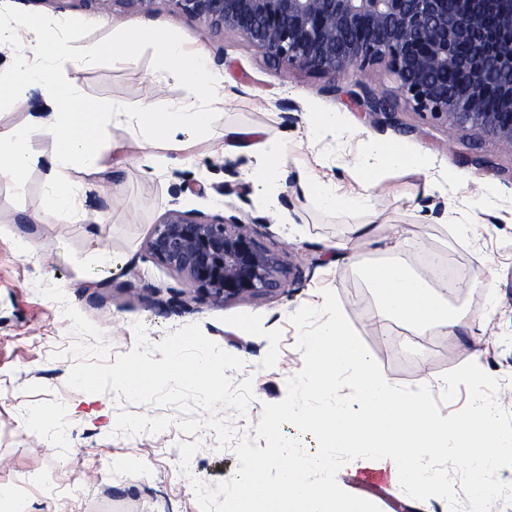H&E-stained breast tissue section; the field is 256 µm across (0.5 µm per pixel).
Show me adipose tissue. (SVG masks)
<instances>
[{"mask_svg": "<svg viewBox=\"0 0 512 512\" xmlns=\"http://www.w3.org/2000/svg\"><path fill=\"white\" fill-rule=\"evenodd\" d=\"M144 43L155 45L156 67L160 72L198 88L214 102H223L224 91L208 66L205 51L186 49L181 42L156 29L130 24L109 41L82 47L58 29L36 20L20 22L8 30L0 28V45L9 48L15 58L12 78L0 80V103L19 104L21 88L31 86L40 89L52 107L42 119L0 130V181L20 187L31 170L45 167L51 215L71 222L84 220L88 194L95 188L90 177L102 168L99 149L102 135L112 117L122 115L124 109L112 102H101L91 111H83L79 74L103 55L132 61ZM211 120V113L202 110L193 99L182 101L168 112L149 113L150 150L141 156V164L153 167L152 151L157 147L189 157L191 148ZM44 140L52 143V152L40 149L39 144ZM74 170L86 174V181H73L70 173ZM372 182L371 171L363 170L362 192L343 201L331 184L314 176H307L302 187L323 207L333 209L343 203L361 209L371 202L367 189ZM367 276L378 288L383 305L392 316L423 329L438 325L452 332L462 326V318L449 313L447 302L435 294L431 280L413 274L402 264L369 267Z\"/></svg>", "mask_w": 512, "mask_h": 512, "instance_id": "ef3b65f1", "label": "adipose tissue"}]
</instances>
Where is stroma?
I'll return each instance as SVG.
<instances>
[{
    "mask_svg": "<svg viewBox=\"0 0 512 512\" xmlns=\"http://www.w3.org/2000/svg\"><path fill=\"white\" fill-rule=\"evenodd\" d=\"M26 19L60 28L83 46L108 39L122 24L161 29L205 50L224 87V106L190 162L162 149L156 168L143 167L147 113L172 109L196 91L155 72L153 46H143L132 62L103 58L80 73V93L90 103L122 104L126 113L107 128L95 177L100 190L88 198L87 221L35 223L47 206L44 171L29 172L20 189L0 182V489L14 512H200L193 480L212 486L238 468L233 446L218 447L206 427L196 434L201 449L182 466L178 446L188 436L175 407L68 387L73 361L62 351L77 335L60 305L40 292L43 284L59 285L115 354L134 347L135 323L152 345L200 325L243 361L234 381L253 380L246 415L221 413L239 437L254 436L263 404L281 401L288 379L302 369L298 331L288 317L302 306H321L326 288L391 384H425L440 395L443 375L477 352L486 373L512 386L511 151L415 112L386 63L334 79L293 70L236 36L211 32L171 0H155L148 14L118 2L106 13L84 0H0L1 22ZM365 89L390 97L397 123L372 121L350 105L349 93ZM326 112L339 114L342 133L316 132ZM246 130L285 146L282 180L256 178L252 153L232 148L235 132ZM368 137L421 156L423 170L371 160L375 187L366 209L330 210L302 193L303 172L343 192L355 189ZM477 157L488 166L474 165ZM194 183L203 184V193L191 192ZM227 183L251 190L226 194ZM171 209L240 219L279 258L280 290L222 304L186 292L182 277L147 250ZM360 224L372 227V237L355 235ZM340 241L350 243L351 257L331 255L330 245ZM99 246L111 253L112 268L96 265ZM394 258L420 274L434 261L457 271L448 305L466 315L467 328L420 336L386 315L364 269ZM337 481L381 512H433V500L410 498L394 477L364 480L351 461Z\"/></svg>",
    "mask_w": 512,
    "mask_h": 512,
    "instance_id": "1",
    "label": "stroma"
}]
</instances>
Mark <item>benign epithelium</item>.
Listing matches in <instances>:
<instances>
[{
	"label": "benign epithelium",
	"instance_id": "1",
	"mask_svg": "<svg viewBox=\"0 0 512 512\" xmlns=\"http://www.w3.org/2000/svg\"><path fill=\"white\" fill-rule=\"evenodd\" d=\"M216 34L235 35L265 58L332 79L385 62L418 113L469 130L512 150V0H171ZM453 71L463 91L437 80ZM494 90L498 110L486 106ZM372 120L396 122L392 101L350 95ZM185 288L215 302L280 289L278 258L236 219L169 211L147 243Z\"/></svg>",
	"mask_w": 512,
	"mask_h": 512
}]
</instances>
